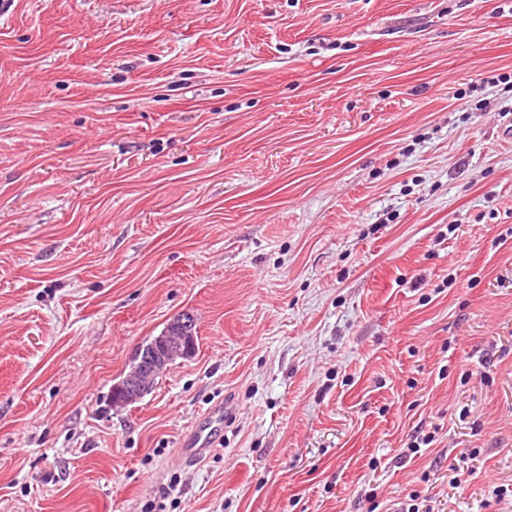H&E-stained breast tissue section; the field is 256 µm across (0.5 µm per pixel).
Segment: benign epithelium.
Segmentation results:
<instances>
[{
    "instance_id": "7a95c632",
    "label": "benign epithelium",
    "mask_w": 512,
    "mask_h": 512,
    "mask_svg": "<svg viewBox=\"0 0 512 512\" xmlns=\"http://www.w3.org/2000/svg\"><path fill=\"white\" fill-rule=\"evenodd\" d=\"M194 322L180 318L149 344L140 348L135 368L120 380L124 401L129 402L144 393L152 378L176 359L192 355L195 346Z\"/></svg>"
}]
</instances>
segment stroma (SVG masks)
I'll return each instance as SVG.
<instances>
[{
	"instance_id": "35a3bbf8",
	"label": "stroma",
	"mask_w": 512,
	"mask_h": 512,
	"mask_svg": "<svg viewBox=\"0 0 512 512\" xmlns=\"http://www.w3.org/2000/svg\"><path fill=\"white\" fill-rule=\"evenodd\" d=\"M508 128L512 0H13L0 512H512ZM194 321L180 318L170 323L166 329L135 353L132 360L135 368L120 380L124 401L129 402L144 393L152 378L165 368H170L177 358L192 355L195 346ZM151 341L149 344H147ZM138 353V356H137ZM210 432L200 426L192 431L182 444V456L193 462L200 461L215 442L216 434Z\"/></svg>"
}]
</instances>
